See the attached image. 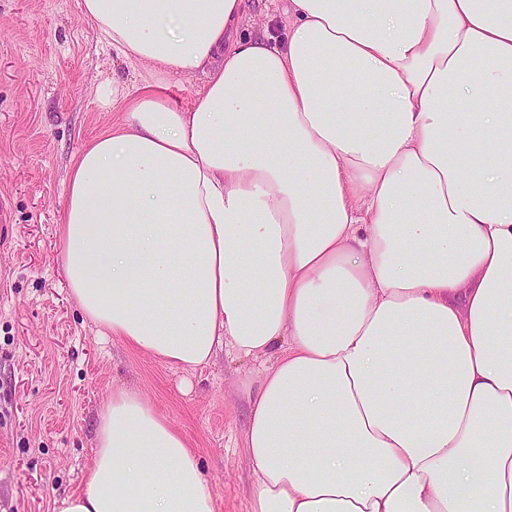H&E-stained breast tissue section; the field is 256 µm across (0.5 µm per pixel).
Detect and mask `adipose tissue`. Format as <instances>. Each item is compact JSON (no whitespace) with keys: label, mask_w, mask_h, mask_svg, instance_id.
<instances>
[{"label":"adipose tissue","mask_w":512,"mask_h":512,"mask_svg":"<svg viewBox=\"0 0 512 512\" xmlns=\"http://www.w3.org/2000/svg\"><path fill=\"white\" fill-rule=\"evenodd\" d=\"M83 0L143 83L75 155L58 249L85 320L186 369L264 368L249 512H512V0ZM198 76L186 105L172 78ZM55 512H216L130 388ZM286 1L273 2L270 0H247L244 18L237 28L234 37L246 36L253 32V25L260 21H268V24L276 34L284 37L288 31L291 19L285 13Z\"/></svg>","instance_id":"adipose-tissue-1"}]
</instances>
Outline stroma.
Segmentation results:
<instances>
[{
	"label": "stroma",
	"instance_id": "1",
	"mask_svg": "<svg viewBox=\"0 0 512 512\" xmlns=\"http://www.w3.org/2000/svg\"><path fill=\"white\" fill-rule=\"evenodd\" d=\"M82 0H0V512H54L93 463L98 411L137 387L190 442L217 512H249L242 440L259 361L219 350L183 369L86 322L57 249L73 156L120 112L97 87L138 82L81 10ZM283 0H246L238 35L268 22L285 35Z\"/></svg>",
	"mask_w": 512,
	"mask_h": 512
}]
</instances>
